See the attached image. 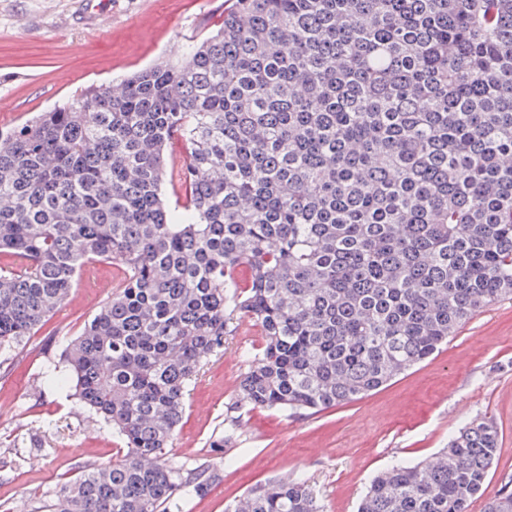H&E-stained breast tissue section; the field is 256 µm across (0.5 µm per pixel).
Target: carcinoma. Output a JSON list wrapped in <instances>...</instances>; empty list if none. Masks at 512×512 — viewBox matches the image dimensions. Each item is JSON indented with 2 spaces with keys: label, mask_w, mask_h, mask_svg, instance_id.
Wrapping results in <instances>:
<instances>
[{
  "label": "carcinoma",
  "mask_w": 512,
  "mask_h": 512,
  "mask_svg": "<svg viewBox=\"0 0 512 512\" xmlns=\"http://www.w3.org/2000/svg\"><path fill=\"white\" fill-rule=\"evenodd\" d=\"M0 258L6 360L84 264L124 272L61 357L127 452L44 512H170L204 495L216 474L164 455L234 316L263 333L239 402L291 416L368 395L512 297V0H232L185 59L0 134ZM238 432L225 422L209 452ZM499 448L475 419L377 474L358 512H467ZM225 512L323 507L284 477ZM485 512H512L511 483Z\"/></svg>",
  "instance_id": "obj_1"
}]
</instances>
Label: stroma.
Returning <instances> with one entry per match:
<instances>
[{
    "instance_id": "stroma-1",
    "label": "stroma",
    "mask_w": 512,
    "mask_h": 512,
    "mask_svg": "<svg viewBox=\"0 0 512 512\" xmlns=\"http://www.w3.org/2000/svg\"><path fill=\"white\" fill-rule=\"evenodd\" d=\"M105 22L83 18V0H0V132L94 82L119 83L154 62L181 60L186 44L224 21L225 0H97ZM71 82L59 85L61 75ZM121 275L109 261L86 263L48 329L0 363V512H40L85 467L115 463L125 450L111 426L84 408L69 383L51 382L63 347L111 297ZM263 345L259 326L235 318L224 351L189 386L166 458L192 472L218 471L202 496L173 512H224L256 484L303 476L326 512H356L375 475L444 448L476 418L501 436L486 483L468 512L512 481V299L467 322L433 356L353 402L288 417L238 401L241 377ZM239 424L223 456L208 443L225 419Z\"/></svg>"
}]
</instances>
